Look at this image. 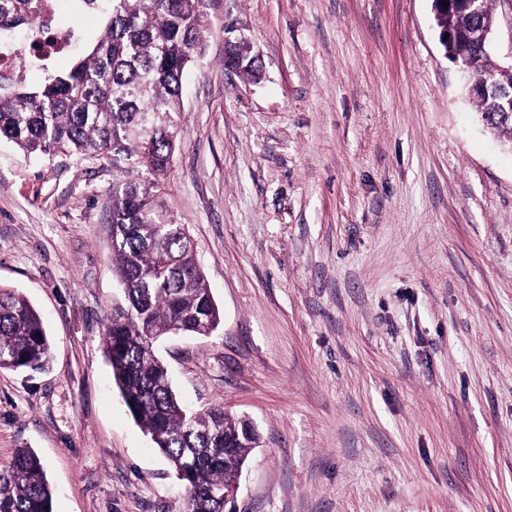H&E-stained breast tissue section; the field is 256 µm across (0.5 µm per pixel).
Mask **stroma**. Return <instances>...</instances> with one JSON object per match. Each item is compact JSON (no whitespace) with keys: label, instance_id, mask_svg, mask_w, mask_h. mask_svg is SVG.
Wrapping results in <instances>:
<instances>
[{"label":"stroma","instance_id":"1","mask_svg":"<svg viewBox=\"0 0 512 512\" xmlns=\"http://www.w3.org/2000/svg\"><path fill=\"white\" fill-rule=\"evenodd\" d=\"M184 80L168 203L222 323L155 345L196 410L261 437L238 512H512V149L433 0H213ZM263 67L224 68V30ZM112 164L0 140V287L46 370H0V468L40 458L54 512H184L102 331Z\"/></svg>","mask_w":512,"mask_h":512}]
</instances>
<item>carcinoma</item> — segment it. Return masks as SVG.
Returning <instances> with one entry per match:
<instances>
[{
    "label": "carcinoma",
    "mask_w": 512,
    "mask_h": 512,
    "mask_svg": "<svg viewBox=\"0 0 512 512\" xmlns=\"http://www.w3.org/2000/svg\"><path fill=\"white\" fill-rule=\"evenodd\" d=\"M209 0H96L104 24L94 44L40 87L0 83V139L31 157L56 153L112 160V267L124 291L103 340L114 381L130 414L183 482L186 512H224V477L245 464L259 434L222 408L193 412L174 392L153 344L179 332L207 335L222 316L188 226L166 197L183 111V79L206 38ZM40 0H0V31L33 28ZM448 60L487 80L476 98L486 129L512 140V67L492 61L473 30L494 26V9L477 17L458 0L436 13ZM230 66L261 75L245 40ZM50 344L43 321L18 290L0 287V369L40 370ZM0 512H53V493L32 451L17 450L0 470Z\"/></svg>",
    "instance_id": "obj_1"
}]
</instances>
